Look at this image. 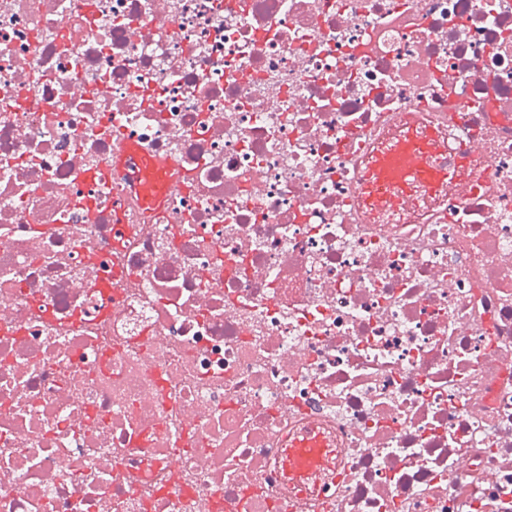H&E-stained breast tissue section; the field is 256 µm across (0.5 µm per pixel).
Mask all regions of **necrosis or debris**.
<instances>
[{
  "label": "necrosis or debris",
  "instance_id": "4bbe7bcc",
  "mask_svg": "<svg viewBox=\"0 0 512 512\" xmlns=\"http://www.w3.org/2000/svg\"><path fill=\"white\" fill-rule=\"evenodd\" d=\"M415 124L466 194L353 222ZM305 500L512 512V0H0V512ZM115 162L126 173L131 174L136 180L147 173L162 174L167 179L168 188L174 184L179 177V168L171 158L145 159L140 153L123 146L115 155ZM326 446L325 440L319 435L315 427H308L297 434L292 440L288 441L284 453V465L288 470V478L294 482L301 483L306 481L311 471L316 467L323 465L328 468L332 465L331 456L325 459L323 450ZM316 448L318 454L312 466H306L301 462V454L305 449Z\"/></svg>",
  "mask_w": 512,
  "mask_h": 512
}]
</instances>
